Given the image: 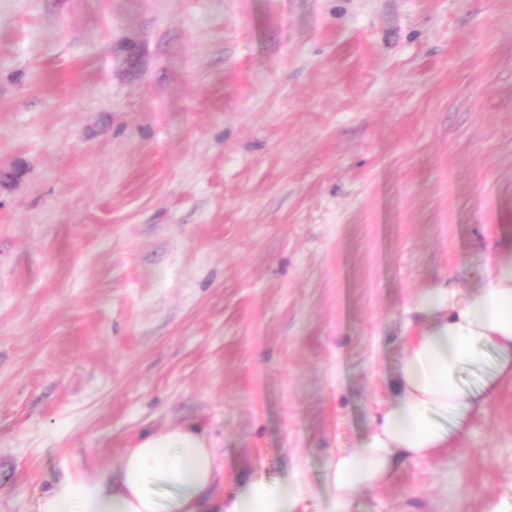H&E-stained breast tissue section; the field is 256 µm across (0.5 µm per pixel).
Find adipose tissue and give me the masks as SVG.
Returning <instances> with one entry per match:
<instances>
[{
    "mask_svg": "<svg viewBox=\"0 0 512 512\" xmlns=\"http://www.w3.org/2000/svg\"><path fill=\"white\" fill-rule=\"evenodd\" d=\"M466 291H422L411 312L418 327L405 345L392 399L359 446L341 454L327 477L335 499L350 502L386 481L408 460L448 447L483 411L500 382L512 378V239L491 242ZM496 365L481 388L466 387L467 366L487 351ZM223 470L214 440L191 425L152 432L116 465L91 474L64 472L43 492L37 512H295L297 486L248 481L229 501L212 490Z\"/></svg>",
    "mask_w": 512,
    "mask_h": 512,
    "instance_id": "obj_1",
    "label": "adipose tissue"
}]
</instances>
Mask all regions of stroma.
I'll return each instance as SVG.
<instances>
[{
    "label": "stroma",
    "instance_id": "obj_1",
    "mask_svg": "<svg viewBox=\"0 0 512 512\" xmlns=\"http://www.w3.org/2000/svg\"><path fill=\"white\" fill-rule=\"evenodd\" d=\"M504 233L512 0H0V512L185 424L336 512ZM347 512H512V380Z\"/></svg>",
    "mask_w": 512,
    "mask_h": 512
}]
</instances>
